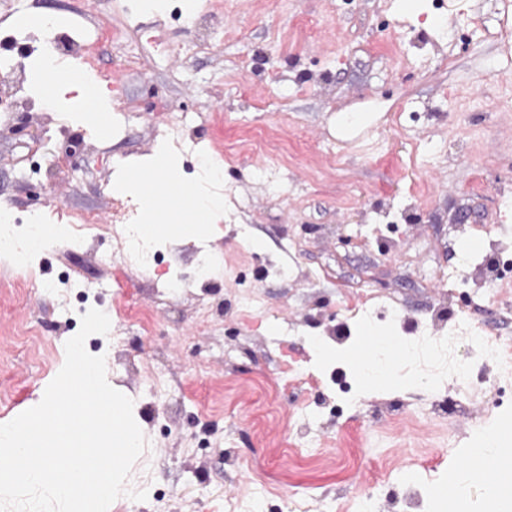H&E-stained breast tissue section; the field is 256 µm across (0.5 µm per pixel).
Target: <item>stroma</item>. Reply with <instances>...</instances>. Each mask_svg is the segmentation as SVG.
Instances as JSON below:
<instances>
[{
    "label": "stroma",
    "instance_id": "35a3bbf8",
    "mask_svg": "<svg viewBox=\"0 0 512 512\" xmlns=\"http://www.w3.org/2000/svg\"><path fill=\"white\" fill-rule=\"evenodd\" d=\"M15 14L60 19L77 36L95 30L104 4L124 38L91 45L95 67L59 60V75L32 86L64 124L0 125V207L20 216L44 204L95 211L97 240L73 248L49 238L25 268L0 263V423L37 405L65 360L80 317L43 285L68 275L109 317L108 334L85 341L106 354L107 374L133 402L147 447L128 485L147 500L118 497L112 512H406L405 491L442 488L469 457L477 430L512 448V372L490 351L474 354L469 385L442 375L437 388L362 385V404L331 412L320 381L336 359L378 331L392 347L433 335L422 319L452 313L459 338L472 327L512 337V292L490 285L468 301L449 294L462 240L485 241L498 225L512 245V0H196L218 22L204 39L164 11L129 18L121 0H12ZM175 45L160 56L150 38ZM111 84L122 131L80 119L58 103L62 88ZM192 118L162 121L160 102ZM235 161L222 179L195 175L204 158ZM187 157L170 186L234 198L217 234H191L171 212L156 242L169 247L186 286L158 299L154 276L122 265L112 187L144 182L167 156ZM351 244H343V237ZM224 256V276L196 280L193 248ZM287 262L294 277L267 275ZM264 307L241 314L236 298ZM399 298L398 319L370 315L371 299ZM133 301L149 325L125 319ZM291 363L316 386L282 391L261 425L260 380ZM151 365L160 386L137 376ZM449 396L458 409H436ZM292 453H284L280 437ZM263 464L279 494L251 482Z\"/></svg>",
    "mask_w": 512,
    "mask_h": 512
}]
</instances>
